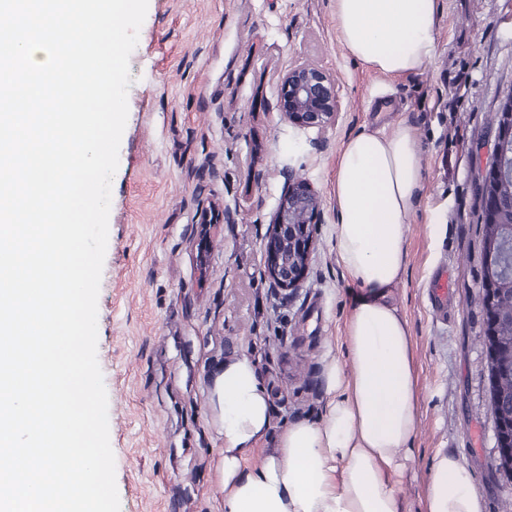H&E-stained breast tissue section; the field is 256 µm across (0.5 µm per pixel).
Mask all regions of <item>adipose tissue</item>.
<instances>
[{"label":"adipose tissue","instance_id":"adipose-tissue-1","mask_svg":"<svg viewBox=\"0 0 512 512\" xmlns=\"http://www.w3.org/2000/svg\"><path fill=\"white\" fill-rule=\"evenodd\" d=\"M334 14L343 51L381 77L422 72L434 56L438 0H334ZM422 190L407 122L342 141L331 197L348 302L342 355L324 369L325 413L290 425L250 465L270 430V394L251 356L226 360L212 384L222 412L224 512H407L395 476L414 450L417 378L410 324L393 290L408 270L407 224ZM423 510L484 512L456 450L436 456Z\"/></svg>","mask_w":512,"mask_h":512}]
</instances>
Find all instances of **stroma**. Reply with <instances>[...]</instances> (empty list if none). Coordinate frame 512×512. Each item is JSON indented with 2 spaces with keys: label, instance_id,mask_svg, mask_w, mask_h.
<instances>
[{
  "label": "stroma",
  "instance_id": "1",
  "mask_svg": "<svg viewBox=\"0 0 512 512\" xmlns=\"http://www.w3.org/2000/svg\"><path fill=\"white\" fill-rule=\"evenodd\" d=\"M441 6L431 64L384 79L342 51L333 0H148L98 295L121 512H220L224 443L211 388L230 357L257 361L273 435L322 417L323 370L339 352L348 300L330 200L338 146L361 127L399 121L415 130L425 189L394 290L412 328L420 413L398 487L410 512H422L433 459L455 448L485 512L512 497L487 411L479 222L494 114L512 89V0ZM299 61L325 68L339 89L342 109L320 131L279 111L278 76ZM292 176L313 184L322 213L305 278L289 292L272 286L263 244ZM201 198L234 215L211 231L203 282L192 239ZM444 269L454 293L436 320L426 286Z\"/></svg>",
  "mask_w": 512,
  "mask_h": 512
}]
</instances>
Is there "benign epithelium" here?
<instances>
[{
    "mask_svg": "<svg viewBox=\"0 0 512 512\" xmlns=\"http://www.w3.org/2000/svg\"><path fill=\"white\" fill-rule=\"evenodd\" d=\"M279 110L288 122L303 128L324 129L336 121L341 110L335 80L324 69L296 63L280 76ZM498 154L512 147V113L496 126ZM321 214V200L305 180L288 176L264 240L265 262L271 283L284 290L297 288L303 280L314 244L315 224ZM231 224L233 214L212 204L201 211L196 232V266L205 272L210 230L217 224Z\"/></svg>",
    "mask_w": 512,
    "mask_h": 512,
    "instance_id": "1",
    "label": "benign epithelium"
}]
</instances>
